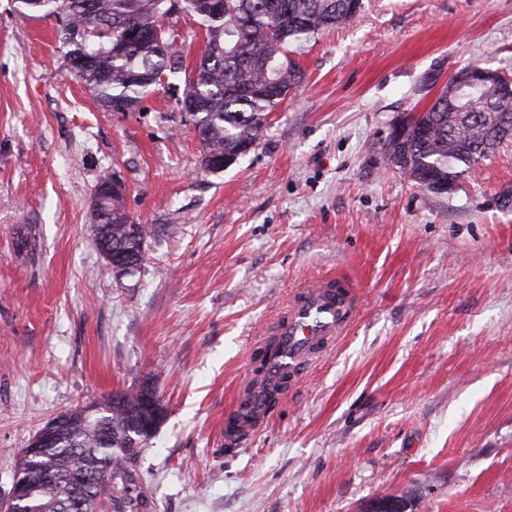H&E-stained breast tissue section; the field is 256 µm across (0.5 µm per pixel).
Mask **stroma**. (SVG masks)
Wrapping results in <instances>:
<instances>
[{
  "instance_id": "1",
  "label": "stroma",
  "mask_w": 512,
  "mask_h": 512,
  "mask_svg": "<svg viewBox=\"0 0 512 512\" xmlns=\"http://www.w3.org/2000/svg\"><path fill=\"white\" fill-rule=\"evenodd\" d=\"M55 32L0 0V505L48 420L147 382L167 409L134 464L148 512H512V141L445 196L383 150L462 67L512 73V0H362L296 46L301 84L220 173L176 92L104 111ZM107 171L153 228L132 277L93 243ZM334 274L362 297L347 334L227 447L255 337Z\"/></svg>"
}]
</instances>
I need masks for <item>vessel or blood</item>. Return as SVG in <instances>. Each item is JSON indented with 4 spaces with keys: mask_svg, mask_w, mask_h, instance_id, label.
Instances as JSON below:
<instances>
[{
    "mask_svg": "<svg viewBox=\"0 0 512 512\" xmlns=\"http://www.w3.org/2000/svg\"><path fill=\"white\" fill-rule=\"evenodd\" d=\"M358 309L353 283L326 277L293 292L285 314L258 342L264 356L237 391L224 417L227 445L239 446L264 425L289 395L305 368L322 357L352 322Z\"/></svg>",
    "mask_w": 512,
    "mask_h": 512,
    "instance_id": "vessel-or-blood-1",
    "label": "vessel or blood"
}]
</instances>
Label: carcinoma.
Wrapping results in <instances>:
<instances>
[{
  "label": "carcinoma",
  "instance_id": "1",
  "mask_svg": "<svg viewBox=\"0 0 512 512\" xmlns=\"http://www.w3.org/2000/svg\"><path fill=\"white\" fill-rule=\"evenodd\" d=\"M30 18L55 17L66 48V66L107 112H133L157 86L184 83L200 109L193 125L202 153L219 158L256 146L266 116L286 101L302 80L289 48L322 30L345 23L361 0H183L184 17L205 31L194 68L177 49L168 0H16ZM512 102L442 90L425 111L412 116L402 138L384 145L390 164L417 188L448 194V184L473 171L501 143L512 139ZM109 198L92 212L99 251L136 268L146 261L149 227L115 215ZM112 412L96 421L68 410L51 445L22 471L32 492L27 512H97L106 500L112 512H141L146 496L132 464L146 440L141 435V391L112 394ZM94 479L71 508V478Z\"/></svg>",
  "mask_w": 512,
  "mask_h": 512
}]
</instances>
